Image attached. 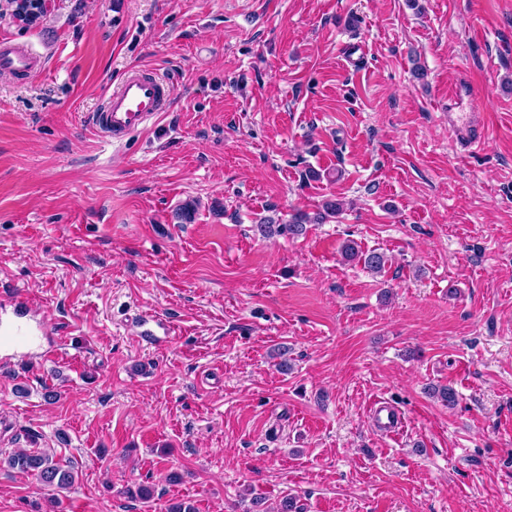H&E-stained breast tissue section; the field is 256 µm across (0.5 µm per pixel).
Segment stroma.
Here are the masks:
<instances>
[{"instance_id": "35a3bbf8", "label": "stroma", "mask_w": 512, "mask_h": 512, "mask_svg": "<svg viewBox=\"0 0 512 512\" xmlns=\"http://www.w3.org/2000/svg\"><path fill=\"white\" fill-rule=\"evenodd\" d=\"M0 39L44 61L0 72V290L61 343L0 365V457L75 475L2 468L0 512H512V0H48L31 25L0 0ZM131 67L175 96L115 144L88 118ZM460 108L469 112H456ZM481 109V97L469 78L463 77L448 88V139L465 148L482 145L486 129L480 120ZM326 218L325 213L318 212L310 216L306 212H296L288 220L264 217L255 225L256 231L263 237L273 235L300 236L306 231V224H319ZM372 410L374 419L380 429L392 435L402 429L403 422L400 412L388 403L376 400L372 404ZM0 466L32 473L44 483L59 489H68L75 480L69 470L63 469L45 452L20 451L6 458L1 457Z\"/></svg>"}]
</instances>
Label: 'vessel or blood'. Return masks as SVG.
Segmentation results:
<instances>
[{
    "instance_id": "obj_1",
    "label": "vessel or blood",
    "mask_w": 512,
    "mask_h": 512,
    "mask_svg": "<svg viewBox=\"0 0 512 512\" xmlns=\"http://www.w3.org/2000/svg\"><path fill=\"white\" fill-rule=\"evenodd\" d=\"M0 70L20 77L37 73V57L28 48L0 42ZM174 98V87L168 79L154 70L133 68L128 70L103 108L93 114L94 126L122 141L127 135L142 130L161 112L167 111ZM482 100L469 78H461L448 90V137L451 142L470 148L482 145L486 137L481 120ZM31 307L22 295H14L0 304V362L9 364L18 356L36 350L43 361L54 360L57 343H38L41 328L32 324ZM374 419L380 429L389 434L398 433L403 422L394 407L382 401L372 405Z\"/></svg>"
}]
</instances>
